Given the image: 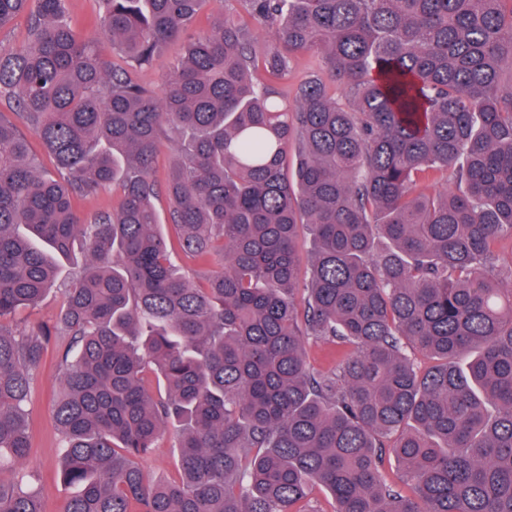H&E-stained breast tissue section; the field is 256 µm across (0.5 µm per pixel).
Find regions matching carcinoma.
I'll return each instance as SVG.
<instances>
[{
    "instance_id": "carcinoma-1",
    "label": "carcinoma",
    "mask_w": 512,
    "mask_h": 512,
    "mask_svg": "<svg viewBox=\"0 0 512 512\" xmlns=\"http://www.w3.org/2000/svg\"><path fill=\"white\" fill-rule=\"evenodd\" d=\"M209 2L97 0L92 35L69 0H0V30L25 18L0 40V512H44L51 345L66 512H322L317 486L334 512H512V0H236L252 24L192 30ZM173 42L160 97L139 74ZM167 433L181 476L151 481ZM61 295L50 293L35 308L26 310L15 323L19 326L52 322L61 306ZM55 349L50 346L46 362L35 376L28 404L31 426V449L28 460L42 492L45 512H65L74 488L60 480L61 455L52 405L58 389L59 375L55 367Z\"/></svg>"
}]
</instances>
